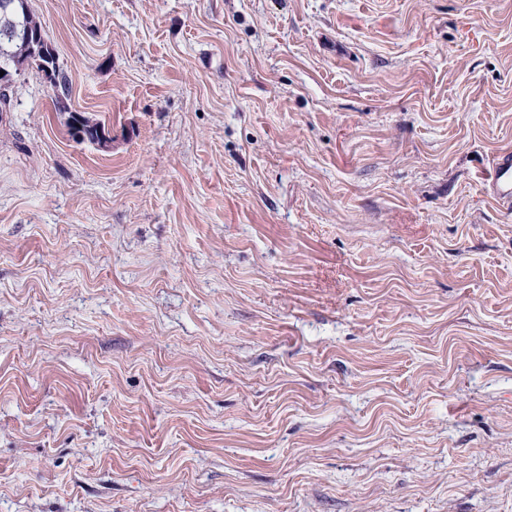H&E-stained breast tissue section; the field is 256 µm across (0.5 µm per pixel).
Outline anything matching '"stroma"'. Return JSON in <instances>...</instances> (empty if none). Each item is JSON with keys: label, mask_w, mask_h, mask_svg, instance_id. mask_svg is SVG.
Segmentation results:
<instances>
[{"label": "stroma", "mask_w": 512, "mask_h": 512, "mask_svg": "<svg viewBox=\"0 0 512 512\" xmlns=\"http://www.w3.org/2000/svg\"><path fill=\"white\" fill-rule=\"evenodd\" d=\"M29 6L0 512H512V0ZM53 69H54V77H55V83H54V92H55V107L57 111L60 112H68L69 107L66 104V100L69 94V88H68V78L67 75L60 67V65L57 64L56 57L53 59ZM489 189L499 206L512 208V150L499 152L493 159Z\"/></svg>", "instance_id": "obj_1"}]
</instances>
